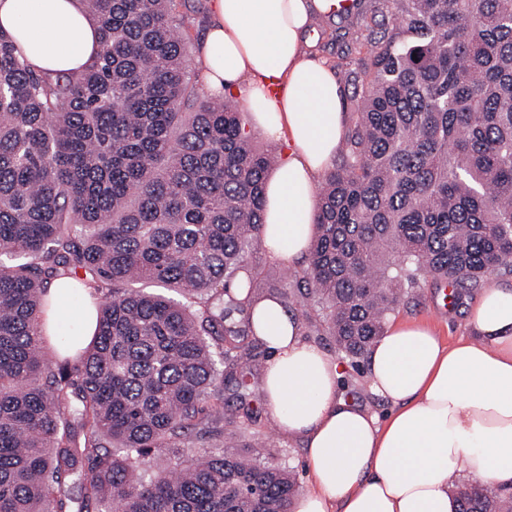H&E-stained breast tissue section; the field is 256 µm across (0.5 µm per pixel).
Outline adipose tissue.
Returning a JSON list of instances; mask_svg holds the SVG:
<instances>
[{"mask_svg":"<svg viewBox=\"0 0 512 512\" xmlns=\"http://www.w3.org/2000/svg\"><path fill=\"white\" fill-rule=\"evenodd\" d=\"M335 4L213 0L203 45L208 94L246 95L254 126L287 151L266 183L262 237L292 266L312 241L317 179L342 144L336 72L302 49L314 12ZM0 29L40 76L81 72L99 51V23L81 0H0ZM470 321L475 338L448 346L407 324L371 345V390L392 405L381 420L339 396L338 362L301 339L293 313L275 300L253 307L272 352L266 403L306 448L310 487L292 512H457L460 480L512 485V289L486 287Z\"/></svg>","mask_w":512,"mask_h":512,"instance_id":"1","label":"adipose tissue"}]
</instances>
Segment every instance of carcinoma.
<instances>
[{"label": "carcinoma", "mask_w": 512, "mask_h": 512, "mask_svg": "<svg viewBox=\"0 0 512 512\" xmlns=\"http://www.w3.org/2000/svg\"><path fill=\"white\" fill-rule=\"evenodd\" d=\"M82 2L101 40L78 77L33 74L0 32V512H289L295 475L238 444L171 471L150 455L252 421L258 301L304 290L360 360L418 277L460 304L512 274V0H356L357 121L306 266L271 275L249 257L276 151L196 100L174 0ZM54 280L77 310L103 296L90 341L47 328ZM455 493L512 512L505 487Z\"/></svg>", "instance_id": "cac0c4a2"}]
</instances>
